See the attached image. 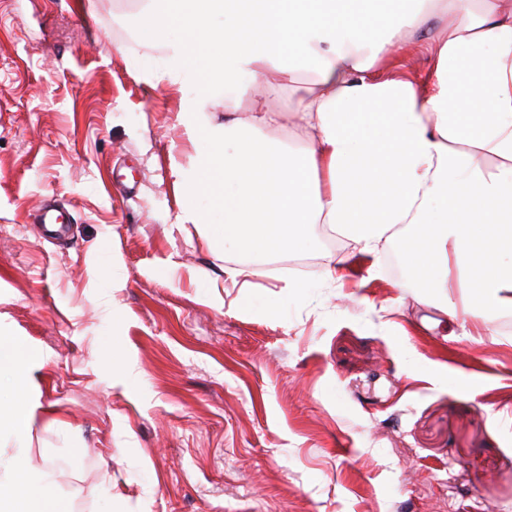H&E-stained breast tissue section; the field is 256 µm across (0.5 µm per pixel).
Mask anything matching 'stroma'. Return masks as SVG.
<instances>
[{
	"instance_id": "35a3bbf8",
	"label": "stroma",
	"mask_w": 512,
	"mask_h": 512,
	"mask_svg": "<svg viewBox=\"0 0 512 512\" xmlns=\"http://www.w3.org/2000/svg\"><path fill=\"white\" fill-rule=\"evenodd\" d=\"M140 8L0 0V326L43 354L32 465L73 512H512V329L417 305L324 224L262 263L176 224L193 91L138 67ZM50 200L59 243L28 219Z\"/></svg>"
}]
</instances>
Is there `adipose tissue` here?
Returning a JSON list of instances; mask_svg holds the SVG:
<instances>
[{
    "label": "adipose tissue",
    "mask_w": 512,
    "mask_h": 512,
    "mask_svg": "<svg viewBox=\"0 0 512 512\" xmlns=\"http://www.w3.org/2000/svg\"><path fill=\"white\" fill-rule=\"evenodd\" d=\"M145 0L143 62L193 87L180 112L199 137L177 171L179 223L200 224L212 252L266 259L327 224L376 253L398 245L418 303L446 306L458 272L466 312L512 314V0ZM440 32L429 78L388 77L431 16ZM303 86L288 139L270 111L236 101L277 74ZM224 109L207 114L216 91ZM34 348L0 329V512H70L31 463L41 404Z\"/></svg>",
    "instance_id": "ef3b65f1"
}]
</instances>
